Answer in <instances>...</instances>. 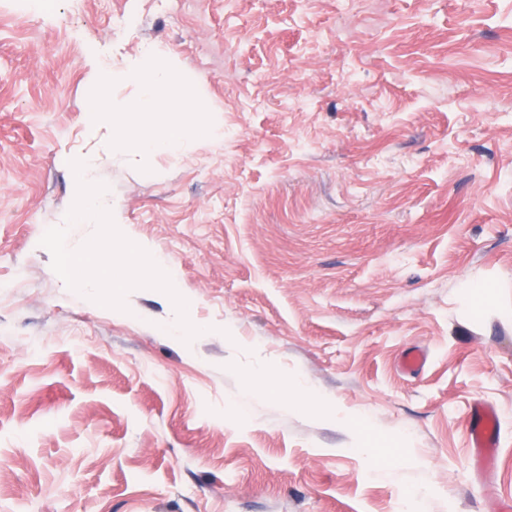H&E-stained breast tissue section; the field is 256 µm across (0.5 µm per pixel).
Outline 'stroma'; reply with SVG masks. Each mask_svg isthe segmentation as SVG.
<instances>
[{
  "label": "stroma",
  "instance_id": "1",
  "mask_svg": "<svg viewBox=\"0 0 512 512\" xmlns=\"http://www.w3.org/2000/svg\"><path fill=\"white\" fill-rule=\"evenodd\" d=\"M145 45L200 144L124 151L90 118L137 97L105 75ZM84 178L109 207L67 223ZM135 241L158 261L113 288ZM410 490L512 504V0H0V512ZM470 439L479 464L487 463L497 447L496 425L491 411L476 406L470 421Z\"/></svg>",
  "mask_w": 512,
  "mask_h": 512
}]
</instances>
